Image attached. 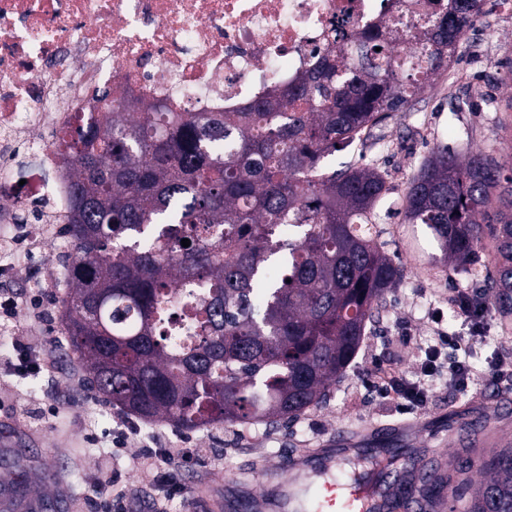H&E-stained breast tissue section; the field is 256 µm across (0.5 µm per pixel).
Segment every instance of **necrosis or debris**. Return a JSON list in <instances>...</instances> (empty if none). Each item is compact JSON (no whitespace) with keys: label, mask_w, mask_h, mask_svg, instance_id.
<instances>
[{"label":"necrosis or debris","mask_w":512,"mask_h":512,"mask_svg":"<svg viewBox=\"0 0 512 512\" xmlns=\"http://www.w3.org/2000/svg\"><path fill=\"white\" fill-rule=\"evenodd\" d=\"M390 0H0V267L13 280L57 238L70 179L55 136L100 91L177 112H224L315 67L330 29L388 19ZM35 225L16 243L24 214Z\"/></svg>","instance_id":"4bbe7bcc"}]
</instances>
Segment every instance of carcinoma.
<instances>
[{"instance_id": "obj_1", "label": "carcinoma", "mask_w": 512, "mask_h": 512, "mask_svg": "<svg viewBox=\"0 0 512 512\" xmlns=\"http://www.w3.org/2000/svg\"><path fill=\"white\" fill-rule=\"evenodd\" d=\"M385 22L336 35L312 72L230 112L116 101L58 135L73 197L60 322L103 400L179 430L278 425L326 399L387 307L403 268L378 243L384 175L322 160L410 110L454 62L487 0H396ZM402 223L434 259L482 279L512 316V162L435 147L408 183ZM491 265L480 269L484 239ZM190 240L184 247L181 240ZM463 468L401 477L390 508L512 512V448Z\"/></svg>"}]
</instances>
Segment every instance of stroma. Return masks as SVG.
<instances>
[{
    "label": "stroma",
    "instance_id": "1",
    "mask_svg": "<svg viewBox=\"0 0 512 512\" xmlns=\"http://www.w3.org/2000/svg\"><path fill=\"white\" fill-rule=\"evenodd\" d=\"M466 84L481 86L485 100L462 112L450 111L452 95ZM378 132L381 139L375 145H354L326 158L325 164L362 159L387 172L389 191L380 210L379 240L390 256L398 257L404 275L389 295L386 319L366 335L345 377L324 402L285 425L182 431L144 422L97 396L69 350L60 322L38 327L23 312L12 328L0 329V428L9 423L16 427L15 433L0 437L5 442L0 449V494L10 493L19 480L29 489L27 502H36L41 488L53 502V512H87L99 496L92 480L94 464L110 451L109 434L118 430L126 434L125 454L114 466L127 486L155 495L158 482L152 473L134 467V454L156 444L170 455L176 492L165 512H197V485L230 480L242 469L303 454L345 428L355 430L354 441L363 448L393 454L408 448L438 449L437 457L424 459L427 468L440 463L450 470L460 464L462 428L477 419L488 421L498 443L512 444V373L498 377L491 371L498 355H512V319L503 320L496 310H489L483 323L486 339L469 360L472 380L467 390L437 380L428 406L418 414L424 427L414 437L394 431L406 420L396 400L366 389L378 359L398 363L409 374L418 372L435 323L459 336L471 333L452 298L460 291L479 292L480 282L435 262L430 231L421 224L403 223L400 209L408 181L436 145L460 153L480 148L499 160L512 154V14L491 17L468 30L452 67L433 78L411 111L386 120ZM59 251V246L47 243L15 283L18 295L38 294L51 312L58 307L60 291L43 287L40 273L57 262ZM402 326L410 328L414 343L400 342ZM19 333L40 337L49 355L36 376L23 378L8 369ZM34 401L48 406L49 412L30 429L24 415Z\"/></svg>",
    "mask_w": 512,
    "mask_h": 512
}]
</instances>
